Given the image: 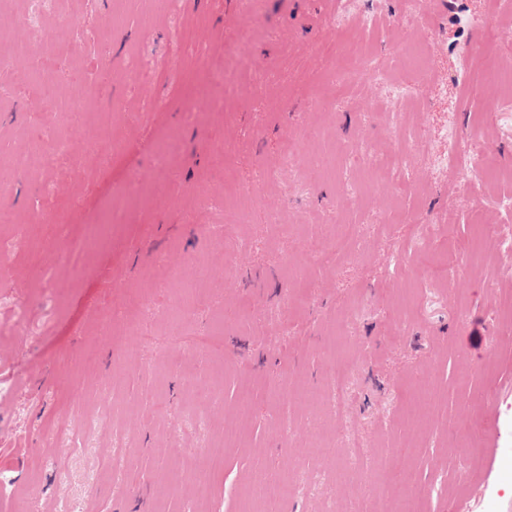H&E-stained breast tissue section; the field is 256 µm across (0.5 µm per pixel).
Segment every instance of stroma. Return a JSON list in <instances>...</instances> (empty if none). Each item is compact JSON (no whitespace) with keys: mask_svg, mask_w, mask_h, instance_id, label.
<instances>
[{"mask_svg":"<svg viewBox=\"0 0 512 512\" xmlns=\"http://www.w3.org/2000/svg\"><path fill=\"white\" fill-rule=\"evenodd\" d=\"M453 2L426 45L421 142L406 160L427 194L343 205L303 135L319 151L344 141L352 177L359 143L382 156L395 140L385 115L369 114L375 83L319 107L336 42L321 0H57L77 37L52 64L0 40V57L18 64L0 69V206L18 218L0 227V383L12 389L0 396L10 462L0 512L21 494L37 512H247L259 481L283 479L300 493L262 512H396L394 493L371 486L381 464L415 474L420 512L463 499L472 512H512V262L473 261L481 225L501 228L504 212L469 170L442 182L427 163L446 149L444 130L465 140L478 130L512 171V116L487 111L474 91L481 57L464 53L492 26L512 67V21L498 0ZM109 14L116 25L98 30ZM21 69L37 81L19 80ZM97 112L111 113L110 138ZM47 124L56 139L40 138ZM169 140L175 150L162 153ZM21 154L32 164L12 172ZM264 170L276 178L244 211L236 243L211 241L205 228L223 223L228 192ZM334 210L354 240L351 255L327 260L313 243L335 233ZM405 210L436 221H397ZM421 231L448 284L414 250ZM186 296L191 331L221 325L223 355L171 345V310ZM337 359L349 365L343 402L304 403ZM201 384L221 401L198 404ZM430 393L442 397L434 416ZM59 422L85 440L65 458L47 443ZM494 423L502 453L489 488L470 435ZM227 431L238 443L198 503L195 478Z\"/></svg>","mask_w":512,"mask_h":512,"instance_id":"35a3bbf8","label":"stroma"}]
</instances>
